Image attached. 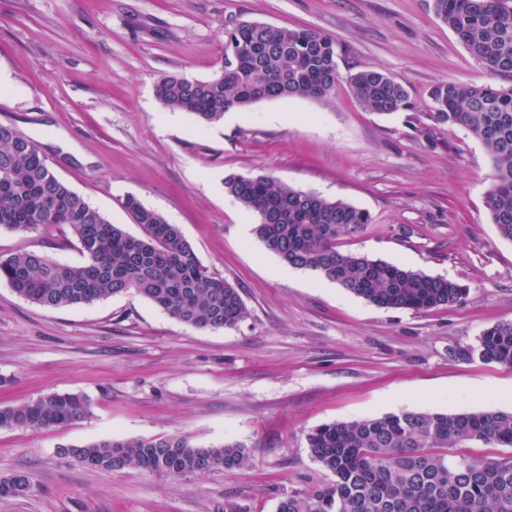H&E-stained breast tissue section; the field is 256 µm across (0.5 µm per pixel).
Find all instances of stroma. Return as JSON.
<instances>
[{
  "label": "stroma",
  "instance_id": "obj_1",
  "mask_svg": "<svg viewBox=\"0 0 512 512\" xmlns=\"http://www.w3.org/2000/svg\"><path fill=\"white\" fill-rule=\"evenodd\" d=\"M261 21L333 38L341 73L405 82L412 106L362 107L347 85L329 101L264 99L206 125L156 95L166 75L213 77L225 32ZM0 123L38 142L54 174L112 223L144 236L127 197L178 225L208 271L239 289L231 329H199L133 291L44 308L0 282V409L80 393L89 414L64 428L0 429V478L30 488L0 512H277L289 493L332 476L308 433L402 411H512V369L457 349L512 321V242L485 206L484 146L436 123L442 81L499 84L432 0H0ZM270 174L367 211L345 252L467 288L426 312L385 309L283 263L252 232L258 218L224 190ZM36 251L79 265L69 226L0 230V257ZM180 436L241 443L246 465L172 480L92 471L72 447Z\"/></svg>",
  "mask_w": 512,
  "mask_h": 512
}]
</instances>
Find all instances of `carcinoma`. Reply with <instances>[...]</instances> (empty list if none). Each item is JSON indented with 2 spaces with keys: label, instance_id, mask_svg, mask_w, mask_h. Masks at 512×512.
Listing matches in <instances>:
<instances>
[{
  "label": "carcinoma",
  "instance_id": "1",
  "mask_svg": "<svg viewBox=\"0 0 512 512\" xmlns=\"http://www.w3.org/2000/svg\"><path fill=\"white\" fill-rule=\"evenodd\" d=\"M436 14L493 75L512 79V0H432ZM374 112L411 107L406 86L374 70L342 76L336 42L317 31L243 22L227 31L224 67L201 81L169 75L157 84L173 111L213 124L232 109L263 99H329L341 81ZM431 117L468 130L493 159L486 207L499 235L512 241V85L443 81L430 90ZM226 191L259 216L255 235L284 263L309 270L365 301L388 309L428 311L465 300L467 289L404 265L343 252L369 214L341 200L296 190L270 174H233ZM125 209L143 226L126 234L50 169L39 144L0 124V229L66 224L85 262L73 266L38 253L0 258V281L46 308L90 304L135 291L195 328L230 329L244 318L238 288L211 275L175 224L129 197ZM465 361L512 368V321L484 330L457 350ZM91 403L77 393H52L0 409V428H62L85 417ZM512 448V411L391 413L321 425L307 435L311 456L333 476L283 498L277 512H512V457L476 459L473 443ZM67 453L95 470L129 467L171 479L226 472L247 462L244 446H191L181 437L100 441ZM23 473L0 480V497L28 489Z\"/></svg>",
  "mask_w": 512,
  "mask_h": 512
}]
</instances>
